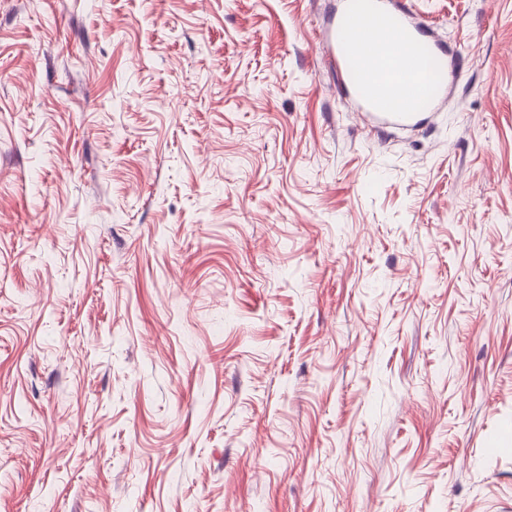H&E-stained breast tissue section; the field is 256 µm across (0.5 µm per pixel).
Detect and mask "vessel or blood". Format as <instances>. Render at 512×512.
Listing matches in <instances>:
<instances>
[{"label":"vessel or blood","mask_w":512,"mask_h":512,"mask_svg":"<svg viewBox=\"0 0 512 512\" xmlns=\"http://www.w3.org/2000/svg\"><path fill=\"white\" fill-rule=\"evenodd\" d=\"M385 11L399 21L401 27L411 24L403 0H362L360 6L348 7L342 16L332 21L324 51V64L339 73L344 95L356 98L376 126H404L417 122L422 112L436 103L444 86L437 83L422 85L418 79L420 64L426 58V48L403 57L386 50L384 38L366 17L368 10ZM369 51L380 71L376 88H368L357 78L356 55Z\"/></svg>","instance_id":"vessel-or-blood-1"}]
</instances>
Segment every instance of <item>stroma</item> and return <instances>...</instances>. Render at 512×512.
Wrapping results in <instances>:
<instances>
[{"label": "stroma", "mask_w": 512, "mask_h": 512, "mask_svg": "<svg viewBox=\"0 0 512 512\" xmlns=\"http://www.w3.org/2000/svg\"><path fill=\"white\" fill-rule=\"evenodd\" d=\"M0 0V512H512V0ZM359 7H350L336 21L330 23L324 51V64L340 74V90L344 95L356 98L367 113L374 119L376 127L404 126L418 122L421 112L428 111L436 103L445 85L436 83L430 87L423 86L417 79L418 72L428 81L430 72L427 49L417 47V53L402 57L395 52L385 50L384 36L379 35L370 21L364 16L372 2L373 11H386L399 21L402 28L409 30L412 26L418 36L414 39L425 40L424 34L410 20L405 4L398 0H368ZM426 41V40H425ZM369 50L380 71L377 89L361 84L357 78L358 61L355 53ZM406 98L408 105L402 104Z\"/></svg>", "instance_id": "obj_1"}]
</instances>
